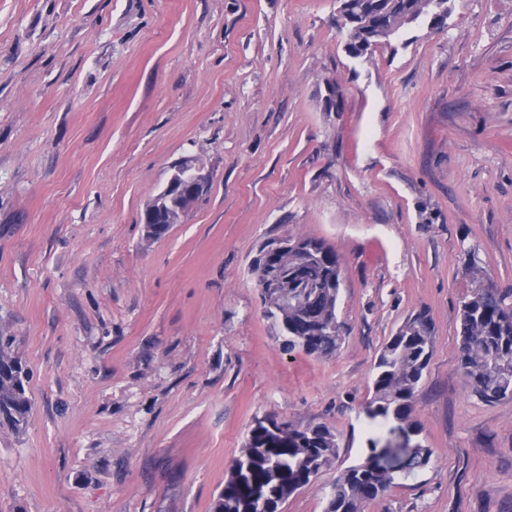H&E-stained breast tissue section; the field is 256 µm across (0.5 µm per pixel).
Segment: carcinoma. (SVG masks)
<instances>
[{
  "mask_svg": "<svg viewBox=\"0 0 512 512\" xmlns=\"http://www.w3.org/2000/svg\"><path fill=\"white\" fill-rule=\"evenodd\" d=\"M337 13H350L356 22H336L344 50L361 58L390 44L408 29L432 19L430 0H338ZM306 249L284 261L255 256L251 268L257 284L277 285L288 303L267 315L277 327L282 346L292 352L325 358L340 348L344 331L337 309L343 282L341 259L324 240L298 236ZM434 324L428 310L410 316L383 345L373 366L366 416L396 421L408 435L420 433L414 402L434 350ZM9 339L0 336V425L17 428L26 423L32 408L28 372L9 352ZM457 368L471 394L495 404L512 400V289L501 290L482 281L463 297L459 309ZM334 430L324 424L288 425V435L271 437L251 429L234 459L223 489L213 499L211 512H282L283 504L338 456ZM377 441L370 440L363 458L346 467L332 483L324 512H363L396 485L397 476L379 470ZM432 457L421 444L413 449L411 470L426 467Z\"/></svg>",
  "mask_w": 512,
  "mask_h": 512,
  "instance_id": "1",
  "label": "carcinoma"
}]
</instances>
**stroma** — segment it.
<instances>
[{
  "mask_svg": "<svg viewBox=\"0 0 512 512\" xmlns=\"http://www.w3.org/2000/svg\"><path fill=\"white\" fill-rule=\"evenodd\" d=\"M336 0H0V335L32 409L0 426V512H211L255 421L332 426L323 512L367 446L383 343L429 310L428 467L365 512H512V401L473 397L474 260L512 288V0H453L347 56ZM341 91L325 111L326 84ZM211 188L146 239L171 165ZM340 256L333 357L284 351L249 265L283 235Z\"/></svg>",
  "mask_w": 512,
  "mask_h": 512,
  "instance_id": "obj_1",
  "label": "stroma"
}]
</instances>
